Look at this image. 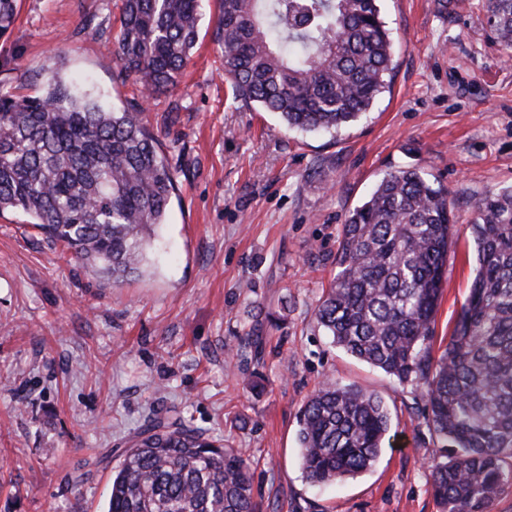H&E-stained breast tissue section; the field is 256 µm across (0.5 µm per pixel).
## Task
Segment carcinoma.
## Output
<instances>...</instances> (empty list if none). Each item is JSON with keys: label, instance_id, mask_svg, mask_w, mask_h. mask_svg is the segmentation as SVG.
I'll return each instance as SVG.
<instances>
[{"label": "carcinoma", "instance_id": "cac0c4a2", "mask_svg": "<svg viewBox=\"0 0 512 512\" xmlns=\"http://www.w3.org/2000/svg\"><path fill=\"white\" fill-rule=\"evenodd\" d=\"M203 0H121L114 52L152 97L177 84L199 38ZM16 0H0V35ZM497 42L512 50V0H486ZM218 34L233 95L290 128L355 120L387 85L392 41L377 0H220ZM175 172L140 108L109 109L78 84L35 96L0 91V213L99 266L116 286L140 272L166 223ZM475 277L448 344L435 318L455 245L450 191L414 168L388 173L342 225L340 271L315 310L331 343L426 400L443 443L430 465L440 512H493L512 488V188L475 204ZM305 478L329 484L368 471L390 428L382 398L325 381L297 414ZM107 512H255L246 458L192 420L156 414L133 436Z\"/></svg>", "mask_w": 512, "mask_h": 512}]
</instances>
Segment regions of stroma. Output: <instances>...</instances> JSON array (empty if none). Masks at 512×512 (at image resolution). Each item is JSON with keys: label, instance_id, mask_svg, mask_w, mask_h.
<instances>
[{"label": "stroma", "instance_id": "obj_1", "mask_svg": "<svg viewBox=\"0 0 512 512\" xmlns=\"http://www.w3.org/2000/svg\"><path fill=\"white\" fill-rule=\"evenodd\" d=\"M484 3L380 0L389 87L326 134L233 97L218 0L183 77L146 101L113 53L117 0H18L0 89L33 95L57 76L114 110L140 105L177 179L149 266L119 287L0 213V512H104L131 437L182 411L250 459L257 512H439L428 465L442 445L423 400L332 346L314 313L349 211L411 167L454 199L434 348L447 343L474 278V204L512 186V59ZM328 377L377 393L391 428L371 470L315 486L296 413Z\"/></svg>", "mask_w": 512, "mask_h": 512}]
</instances>
